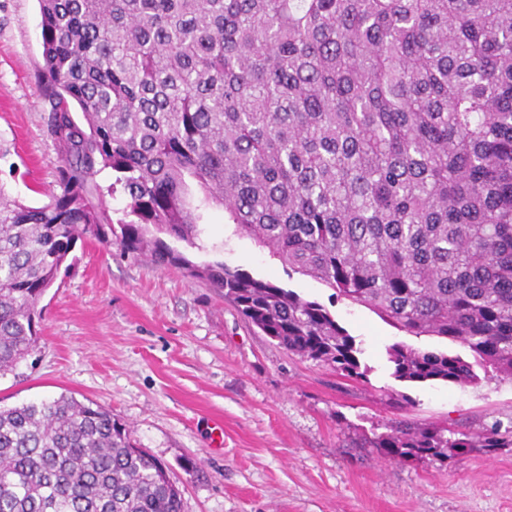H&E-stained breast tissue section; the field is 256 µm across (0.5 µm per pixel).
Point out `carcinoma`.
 <instances>
[{
    "mask_svg": "<svg viewBox=\"0 0 512 512\" xmlns=\"http://www.w3.org/2000/svg\"><path fill=\"white\" fill-rule=\"evenodd\" d=\"M58 191L0 194V376L38 345L36 306L77 239L109 223L86 190L125 195L114 244L175 263L208 206L289 270L409 336L473 360L387 349L393 375L512 378V0H38ZM85 124H79L72 106ZM283 349L364 377L320 303L222 263L202 271ZM389 459L512 446L398 422ZM0 512H183L166 468L93 401L0 407Z\"/></svg>",
    "mask_w": 512,
    "mask_h": 512,
    "instance_id": "cac0c4a2",
    "label": "carcinoma"
}]
</instances>
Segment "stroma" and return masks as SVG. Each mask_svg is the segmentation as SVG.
Listing matches in <instances>:
<instances>
[{
    "instance_id": "35a3bbf8",
    "label": "stroma",
    "mask_w": 512,
    "mask_h": 512,
    "mask_svg": "<svg viewBox=\"0 0 512 512\" xmlns=\"http://www.w3.org/2000/svg\"><path fill=\"white\" fill-rule=\"evenodd\" d=\"M38 0H0V190L39 207L56 192L60 156L47 129ZM201 247L170 240L186 265L79 239L38 307L39 345L0 377V406L67 392L111 411L165 464L184 512H512V448L439 462L386 460L363 446L386 424L477 433L512 425V381L408 382L387 359L400 342L470 358L468 348L398 331L366 307L288 271L204 210ZM221 262L324 305L355 337L365 378L289 354L202 276ZM224 447L210 448L214 422Z\"/></svg>"
}]
</instances>
